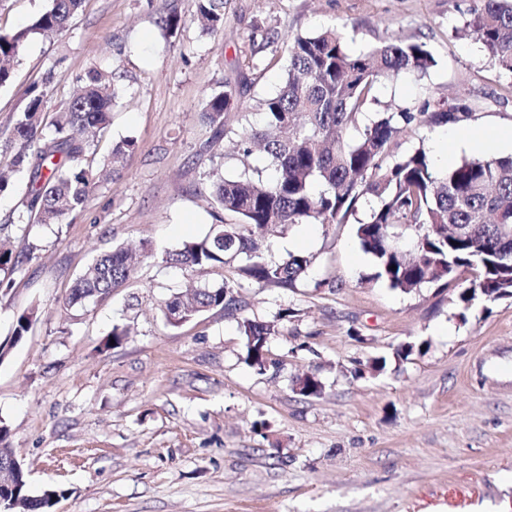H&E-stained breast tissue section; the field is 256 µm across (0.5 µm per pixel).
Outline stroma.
I'll use <instances>...</instances> for the list:
<instances>
[{
    "label": "stroma",
    "mask_w": 512,
    "mask_h": 512,
    "mask_svg": "<svg viewBox=\"0 0 512 512\" xmlns=\"http://www.w3.org/2000/svg\"><path fill=\"white\" fill-rule=\"evenodd\" d=\"M476 0H226L224 30L207 34L196 0H86L68 30L32 41L0 87V132L13 128L28 90L50 80L64 104L88 70L112 73L119 97L96 158L134 137L136 150L89 206L27 238L34 257L0 290V342L37 306L25 341L0 362V420L29 489L63 490L55 512H512V298L474 301L427 284L402 293L375 276L355 224H298L267 242L313 256L293 288H264L236 264L186 271L166 263L209 235L220 211L210 172L270 178L262 153L206 147L207 96L245 80L239 111L262 120V99L285 77L286 44L336 27L352 51L399 39L425 44L424 74L378 82L375 111L418 110L437 93L476 107L485 145L452 148V163L512 155V76L463 29ZM177 11L182 26L158 20ZM277 43H266V30ZM153 254L110 295L66 299L98 254L141 240ZM228 283L234 314L213 309L179 328L162 307L191 285ZM276 324L273 365L243 360L238 322ZM129 327L121 345L101 342ZM374 358L384 371L357 373ZM315 375L320 395L293 384Z\"/></svg>",
    "instance_id": "obj_1"
}]
</instances>
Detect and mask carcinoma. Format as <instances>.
I'll list each match as a JSON object with an SVG mask.
<instances>
[{
	"instance_id": "obj_1",
	"label": "carcinoma",
	"mask_w": 512,
	"mask_h": 512,
	"mask_svg": "<svg viewBox=\"0 0 512 512\" xmlns=\"http://www.w3.org/2000/svg\"><path fill=\"white\" fill-rule=\"evenodd\" d=\"M465 30L476 35L502 72L512 75V0H477ZM84 0H51L40 15L10 33L0 32V86L12 78V65L28 42L67 30ZM198 13L209 33L224 30V0H198ZM436 61L426 45L389 40L366 52H353L342 33L326 29L298 34L288 43L287 78L277 93L262 100L264 123H226V111L242 96L237 81H224V90L208 96L202 113L210 143L229 139L242 154L257 146L274 166L272 180L241 174L212 176L213 205L234 216L204 238L186 240L168 254L166 262L193 271L240 261V274L263 286L293 288L304 279L312 257L290 253L280 261L264 255L266 239L295 224H346L367 195L377 207L357 222L356 237L377 266L375 278L410 293L428 283L447 289L456 285L457 271H476L471 286L459 293L466 306L477 299L495 302L512 297V157L485 156L464 160L437 171L420 148L402 155L393 148L399 133L417 125H461L475 120L474 107L445 96L427 98L418 112H375L363 118L376 99L380 79L404 73L424 74ZM117 91L97 69L82 79L68 102L53 111L48 86L30 92L22 115L10 132L0 133V149L14 152L13 167L29 171L30 198L14 220L0 225L25 231L34 224H59L85 209L98 183L91 157L96 137L110 123ZM137 147L127 137L108 156L116 169ZM35 247L0 248V288L32 259ZM396 269H391V266ZM133 274L129 254L122 248L98 255L79 275L68 306L84 305L112 292ZM236 307L231 286H205L180 291L168 299L163 313L177 308L180 327L201 312ZM31 307L16 318L9 340L0 344V362L22 342L37 318ZM244 362L266 370L267 337L276 325L244 319ZM1 497L18 503L20 512H50L55 502L33 495L27 475Z\"/></svg>"
}]
</instances>
